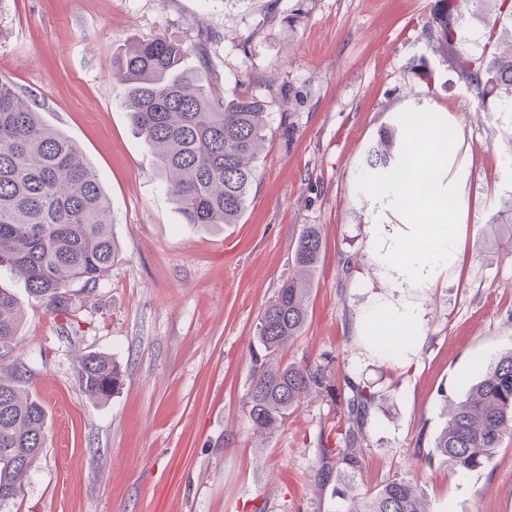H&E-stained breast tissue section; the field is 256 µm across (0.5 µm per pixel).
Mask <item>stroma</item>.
<instances>
[{"label": "stroma", "instance_id": "1", "mask_svg": "<svg viewBox=\"0 0 512 512\" xmlns=\"http://www.w3.org/2000/svg\"><path fill=\"white\" fill-rule=\"evenodd\" d=\"M446 0H0V78L70 136L104 187L119 255L95 288L73 284L78 323L50 314L0 270L24 311L0 379L46 410L47 444L0 512H340L320 483L319 435L350 384L382 393L364 425L359 486L417 479L429 512H512V440L459 472L432 453L447 400L512 347V105L474 98L429 34ZM164 35L228 96L272 101L267 143L237 224L183 223L124 107L112 61ZM427 115L453 128L433 191L461 193V252L420 300L410 348L380 353L365 319L394 265L376 252L416 217L392 187L367 188L380 130ZM324 251L303 333L277 355L328 364L332 394L304 399L271 437L248 416L256 325L292 272L304 225ZM112 357L109 400L85 394L79 353ZM432 454L421 464L418 452Z\"/></svg>", "mask_w": 512, "mask_h": 512}]
</instances>
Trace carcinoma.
I'll return each mask as SVG.
<instances>
[{
	"label": "carcinoma",
	"instance_id": "cac0c4a2",
	"mask_svg": "<svg viewBox=\"0 0 512 512\" xmlns=\"http://www.w3.org/2000/svg\"><path fill=\"white\" fill-rule=\"evenodd\" d=\"M471 16H493L486 48L478 55L458 52L464 6ZM438 46L473 92L476 109L495 96L512 101V0H448L439 19ZM187 47L158 36L140 41L113 61V74L127 85V108L137 135L156 161V174L186 224H237L256 178V159L267 139L270 102L247 92L221 96L205 87L201 72L184 65ZM397 128L383 129L364 157L379 184L396 185L402 171ZM119 253L107 196L76 142L41 118L32 102L0 80V267L24 278L32 298L51 313L71 318L79 310L69 287L96 286ZM323 253L319 229L304 226L283 280L263 310L257 340L270 358L302 333L313 278ZM23 322L15 295L0 287V349L13 346ZM76 379L84 391L106 400L120 385L112 358L88 353L77 360ZM466 398L452 402L448 422L433 447L448 465L463 472L487 466L512 438V349L483 365ZM344 421L320 434L318 480L337 472L347 481L344 512H428L417 484L396 476L374 490L355 484L362 471L364 421L378 399L368 385H350ZM331 392L327 367L303 359L254 368L248 390L255 432L275 433L301 401ZM46 410L0 380V501L14 500L23 479L46 447Z\"/></svg>",
	"mask_w": 512,
	"mask_h": 512
}]
</instances>
